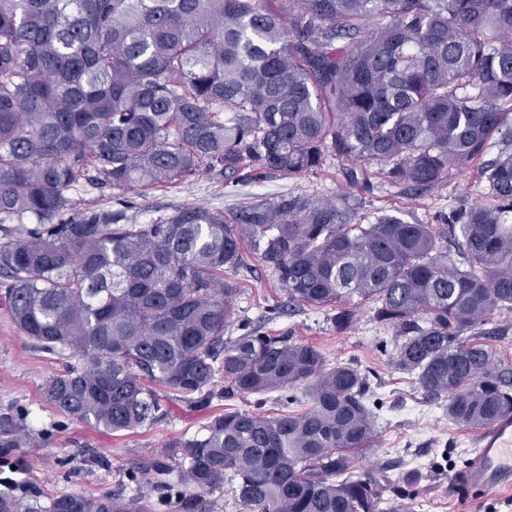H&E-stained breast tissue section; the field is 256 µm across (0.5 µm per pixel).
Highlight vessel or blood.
Returning <instances> with one entry per match:
<instances>
[{"instance_id":"b4317fda","label":"vessel or blood","mask_w":512,"mask_h":512,"mask_svg":"<svg viewBox=\"0 0 512 512\" xmlns=\"http://www.w3.org/2000/svg\"><path fill=\"white\" fill-rule=\"evenodd\" d=\"M452 481L463 489L512 488V413L503 414L480 429L473 457L453 474Z\"/></svg>"}]
</instances>
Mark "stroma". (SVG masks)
<instances>
[{
    "instance_id": "obj_1",
    "label": "stroma",
    "mask_w": 512,
    "mask_h": 512,
    "mask_svg": "<svg viewBox=\"0 0 512 512\" xmlns=\"http://www.w3.org/2000/svg\"><path fill=\"white\" fill-rule=\"evenodd\" d=\"M345 190L342 166L330 157L321 169L295 176L275 173L256 181H238L203 172L142 194L82 184L73 196L81 209L109 211L121 215L127 224H153L188 205L229 216L283 194L333 200ZM487 199L484 183L471 171L452 175L418 195L375 177L362 194L356 219L367 224L378 214L392 213L412 224H436L459 207ZM244 257L238 270L225 275L237 289L225 337L233 339L252 329L269 334L286 331L318 347L328 364L351 363L369 373L368 405L376 437L360 455L357 468L372 467L396 480L417 475L410 496L400 502V512H512V491H465L451 485L452 473L473 456L478 432L450 423L442 406L426 402L414 378L393 366L394 331L374 319L370 306L362 307L351 329L337 331L332 310L289 305L274 271L252 252ZM69 362V356L44 352L18 331L0 295V417H10L26 435L21 447L9 449L8 460L29 498L44 505L61 494L88 498L118 491L134 494L139 467L163 458L172 441L200 432L225 405L241 410L253 407L249 397L225 401L224 383L219 380L209 405L190 408L175 401L164 419L111 434L49 405L45 386L64 373Z\"/></svg>"
}]
</instances>
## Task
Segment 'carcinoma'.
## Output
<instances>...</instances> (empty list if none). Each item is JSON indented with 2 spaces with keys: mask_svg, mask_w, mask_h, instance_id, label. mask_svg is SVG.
Segmentation results:
<instances>
[{
  "mask_svg": "<svg viewBox=\"0 0 512 512\" xmlns=\"http://www.w3.org/2000/svg\"><path fill=\"white\" fill-rule=\"evenodd\" d=\"M505 146L481 163L493 143ZM344 163L339 202L282 195L232 217L197 206L156 224L82 211L81 182L149 189L205 170L244 180ZM476 170L492 206L442 228L354 221L370 174L432 189ZM0 284L15 326L75 364L46 386L58 411L112 433L189 407L303 387L311 405L226 408L139 467L144 489L211 512L230 478L247 512H382L358 473L375 433L369 376L286 332L224 339L249 243L288 301L360 308L398 338L393 365L455 425L512 412V367L479 341L512 311V0H0ZM472 336L464 339V334ZM197 490L185 497L181 486ZM0 512H152L145 492L0 491Z\"/></svg>",
  "mask_w": 512,
  "mask_h": 512,
  "instance_id": "1",
  "label": "carcinoma"
}]
</instances>
